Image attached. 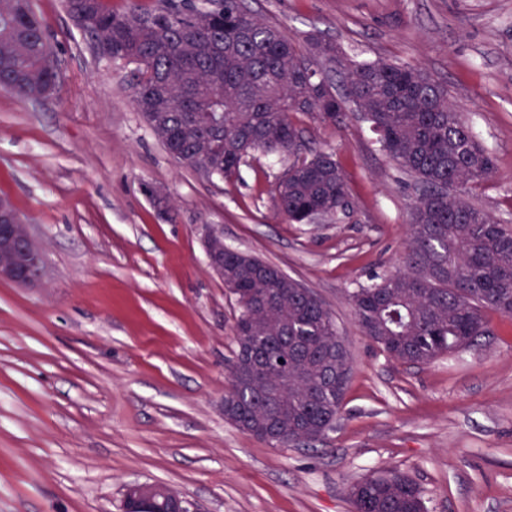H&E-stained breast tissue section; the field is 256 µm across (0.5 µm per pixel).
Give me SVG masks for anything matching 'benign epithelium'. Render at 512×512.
<instances>
[{
	"mask_svg": "<svg viewBox=\"0 0 512 512\" xmlns=\"http://www.w3.org/2000/svg\"><path fill=\"white\" fill-rule=\"evenodd\" d=\"M210 268L224 277V239L214 229L203 232ZM44 275V256L12 203L0 198V276L24 288H36ZM167 503L165 512H186L180 497L161 483L133 482L122 493L120 512H156L155 502Z\"/></svg>",
	"mask_w": 512,
	"mask_h": 512,
	"instance_id": "obj_1",
	"label": "benign epithelium"
}]
</instances>
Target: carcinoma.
<instances>
[{
  "label": "carcinoma",
  "mask_w": 512,
  "mask_h": 512,
  "mask_svg": "<svg viewBox=\"0 0 512 512\" xmlns=\"http://www.w3.org/2000/svg\"><path fill=\"white\" fill-rule=\"evenodd\" d=\"M63 6L111 60L136 65V108L174 159L227 180L255 151L285 162L276 206L291 223L341 224L351 208L335 154L308 146L293 115L336 121L351 110L369 125L411 178L410 224L395 269L349 301L362 334L394 361L429 365L492 335L488 314L512 318V224L466 198L491 179L494 157L443 84L315 34L300 44L246 0ZM55 72L30 0L21 11L0 0V91L46 97ZM224 288L236 305L224 419L272 446L322 439L352 372L334 313L277 266L228 247ZM349 498L354 512H425L419 487L397 469L352 482Z\"/></svg>",
  "instance_id": "carcinoma-1"
}]
</instances>
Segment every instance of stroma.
<instances>
[{
    "instance_id": "obj_1",
    "label": "stroma",
    "mask_w": 512,
    "mask_h": 512,
    "mask_svg": "<svg viewBox=\"0 0 512 512\" xmlns=\"http://www.w3.org/2000/svg\"><path fill=\"white\" fill-rule=\"evenodd\" d=\"M289 37L315 32L361 58L442 82L496 159L469 195L512 222V0H252ZM62 80L45 99L0 92V197L46 259L23 288L0 277V512H118L130 482L176 490L190 512H351V481L395 468L427 512H512V320L425 366L393 362L347 301L394 269L410 191L354 118L300 117L333 149L353 209L291 224L284 165L256 152L240 178L175 161L137 111L134 65L95 52L62 0H32ZM163 189L162 216L143 192ZM278 266L335 314L353 369L333 431L274 447L224 418L235 302L204 228Z\"/></svg>"
}]
</instances>
